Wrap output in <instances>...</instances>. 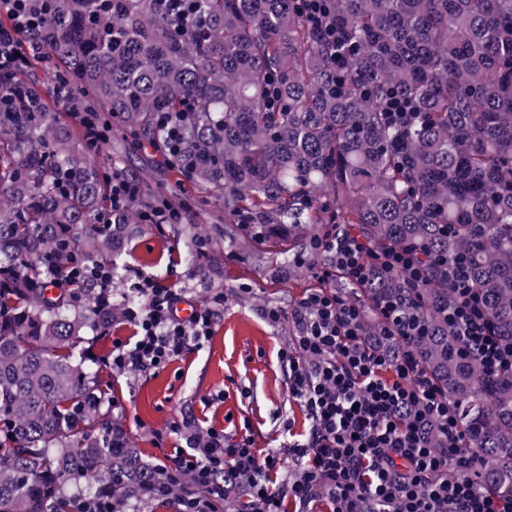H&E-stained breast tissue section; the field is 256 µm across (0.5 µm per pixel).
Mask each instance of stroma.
<instances>
[{
  "label": "stroma",
  "instance_id": "1",
  "mask_svg": "<svg viewBox=\"0 0 512 512\" xmlns=\"http://www.w3.org/2000/svg\"><path fill=\"white\" fill-rule=\"evenodd\" d=\"M89 160L107 169L122 163L146 174L151 185L180 184L184 196L194 194L189 181H177L162 156L153 150L130 154L123 149L89 153ZM224 227V238L214 255L195 263L184 258L192 227ZM244 234L224 221V208L214 202L200 210L195 225L133 224L120 247L128 278L144 273L183 289L194 307L208 304L215 292L225 296L224 313L212 338L204 346L175 360L157 373L135 382L104 371L110 395L123 403L118 419L133 447L156 463H164L178 442L168 438L156 445L153 431L167 430L183 414H193L202 427H215L234 437H249L260 453L276 452L288 441L302 438L308 428L304 409L291 396L288 370L278 350L288 334L287 323L271 324L260 313L274 304L292 310L307 290L320 282L307 267L280 272L282 256L278 237H268L258 254L236 246Z\"/></svg>",
  "mask_w": 512,
  "mask_h": 512
}]
</instances>
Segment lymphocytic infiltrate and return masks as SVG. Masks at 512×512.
Returning <instances> with one entry per match:
<instances>
[{"mask_svg":"<svg viewBox=\"0 0 512 512\" xmlns=\"http://www.w3.org/2000/svg\"><path fill=\"white\" fill-rule=\"evenodd\" d=\"M5 2L14 22L0 26V71L9 72L40 49L19 39L20 27L37 25L28 0ZM313 249L328 258L316 271L323 287L305 295L290 314L272 305L260 310L270 322L285 318L291 324L279 359L288 368L292 396L310 420L306 435L289 442L285 455L267 459L250 438L200 428L188 416L175 421L155 439L161 443L173 434L182 442L158 470L163 489L186 478L194 486L178 496V512H213L216 500L241 489L250 512H283L288 501L294 512H315L320 501L331 512H512V495L487 493L475 477L479 460L465 450L469 431L411 341L418 322L406 320L396 302L380 300L369 310L326 285L336 277L363 285L383 271L418 285L437 257L410 246L380 253L349 229L327 232ZM71 281L105 294L113 283L109 267L86 264L76 253L65 280L54 286L64 293ZM448 283L454 294L448 324L462 357L479 361L489 378L512 369V340L498 335L467 257L449 263ZM134 287L140 302L123 311L132 334L112 342L109 366L116 376L156 373L200 349L224 310L218 292L210 305L183 318L177 312L182 295L171 285L140 274ZM285 463L290 472L281 481L277 473Z\"/></svg>","mask_w":512,"mask_h":512,"instance_id":"lymphocytic-infiltrate-1","label":"lymphocytic infiltrate"}]
</instances>
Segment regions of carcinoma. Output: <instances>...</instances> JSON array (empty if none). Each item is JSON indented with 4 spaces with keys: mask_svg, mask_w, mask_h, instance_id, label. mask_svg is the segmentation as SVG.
Returning a JSON list of instances; mask_svg holds the SVG:
<instances>
[{
    "mask_svg": "<svg viewBox=\"0 0 512 512\" xmlns=\"http://www.w3.org/2000/svg\"><path fill=\"white\" fill-rule=\"evenodd\" d=\"M30 4L39 27L23 39L48 48L83 106L218 198L224 219L309 242L351 226L378 250L467 255L512 338V0H327L320 27L297 0ZM328 26L347 44L332 45ZM9 91L23 100L0 112V512H74L76 489L160 503L158 465L128 441L112 447L99 369L80 348L136 294L46 296L64 276V259L47 257L65 241L121 276L113 238L146 199L112 210L107 173L60 112L0 74ZM395 101L417 118L389 123ZM165 114L188 116L174 144ZM211 241L195 233L188 255ZM358 295L401 298L425 324L413 337L422 366L459 407L484 485L512 493V372L489 379L458 354L448 265L418 288L394 275Z\"/></svg>",
    "mask_w": 512,
    "mask_h": 512,
    "instance_id": "obj_1",
    "label": "carcinoma"
}]
</instances>
